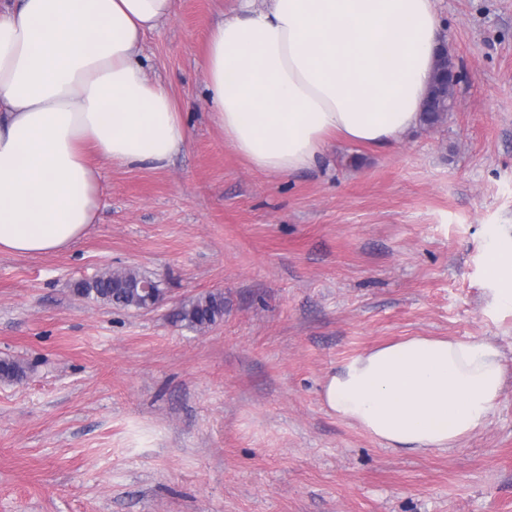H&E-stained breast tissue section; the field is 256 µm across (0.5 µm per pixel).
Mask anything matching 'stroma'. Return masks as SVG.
Returning a JSON list of instances; mask_svg holds the SVG:
<instances>
[{
    "label": "stroma",
    "mask_w": 512,
    "mask_h": 512,
    "mask_svg": "<svg viewBox=\"0 0 512 512\" xmlns=\"http://www.w3.org/2000/svg\"><path fill=\"white\" fill-rule=\"evenodd\" d=\"M463 74L438 127L333 141L260 172L225 141L204 46L238 0H176L147 74L187 112L165 167L97 160L96 224L69 249L0 253V512H512V310L488 277L512 241V0H434ZM135 267L166 303L124 310L74 282ZM224 294L203 333L182 303ZM490 339L504 393L454 447L389 448L323 404L344 361L409 337ZM486 267L493 278H503L512 270V243L492 242L486 252Z\"/></svg>",
    "instance_id": "obj_1"
}]
</instances>
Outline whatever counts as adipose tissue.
Masks as SVG:
<instances>
[{
    "label": "adipose tissue",
    "instance_id": "obj_1",
    "mask_svg": "<svg viewBox=\"0 0 512 512\" xmlns=\"http://www.w3.org/2000/svg\"><path fill=\"white\" fill-rule=\"evenodd\" d=\"M175 0H0V252L86 236L93 158L161 167L185 148L180 106L140 53ZM441 22L433 0H240L212 28L201 82L212 120L256 170L314 166L331 137L384 146L417 127ZM490 340L411 337L344 362L323 402L390 448H450L503 395Z\"/></svg>",
    "mask_w": 512,
    "mask_h": 512
}]
</instances>
